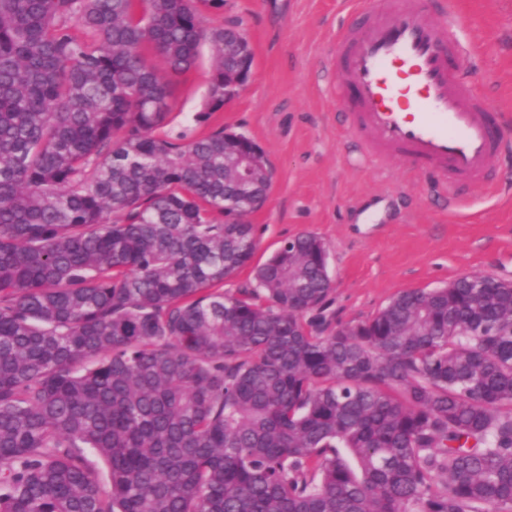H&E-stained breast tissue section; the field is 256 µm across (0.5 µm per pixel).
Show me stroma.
Listing matches in <instances>:
<instances>
[{
	"mask_svg": "<svg viewBox=\"0 0 512 512\" xmlns=\"http://www.w3.org/2000/svg\"><path fill=\"white\" fill-rule=\"evenodd\" d=\"M466 15L462 66L477 65L480 86L509 119L512 137V0H458ZM349 0H224L204 24H233L254 52L253 75L208 122L213 67L202 45L195 68L171 77L173 132L191 136L220 125L264 151L272 169L269 198L251 214L264 262L282 241L303 233L327 248L337 321L373 317L406 289L438 288L462 274L512 281V159L496 168L499 192L469 191L449 213L430 179L403 162L352 153L351 135L322 68Z\"/></svg>",
	"mask_w": 512,
	"mask_h": 512,
	"instance_id": "1",
	"label": "stroma"
}]
</instances>
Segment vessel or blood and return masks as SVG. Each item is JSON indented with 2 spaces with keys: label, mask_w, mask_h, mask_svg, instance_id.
<instances>
[{
  "label": "vessel or blood",
  "mask_w": 512,
  "mask_h": 512,
  "mask_svg": "<svg viewBox=\"0 0 512 512\" xmlns=\"http://www.w3.org/2000/svg\"><path fill=\"white\" fill-rule=\"evenodd\" d=\"M464 18L455 0L352 7L332 38L333 93L363 154L432 177L449 208L472 185L494 189V160L512 154L495 109L458 64Z\"/></svg>",
  "instance_id": "b4317fda"
}]
</instances>
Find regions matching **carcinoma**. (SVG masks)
Here are the masks:
<instances>
[{"label":"carcinoma","mask_w":512,"mask_h":512,"mask_svg":"<svg viewBox=\"0 0 512 512\" xmlns=\"http://www.w3.org/2000/svg\"><path fill=\"white\" fill-rule=\"evenodd\" d=\"M224 0H0V512H512V286L339 326L312 234L255 253L224 129L168 130ZM110 468L101 490L89 453Z\"/></svg>","instance_id":"1"}]
</instances>
